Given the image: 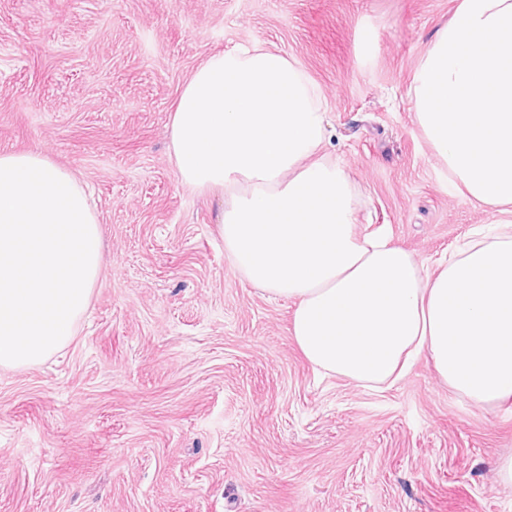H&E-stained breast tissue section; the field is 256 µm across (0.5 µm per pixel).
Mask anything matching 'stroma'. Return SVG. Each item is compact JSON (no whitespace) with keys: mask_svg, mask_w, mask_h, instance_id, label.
Here are the masks:
<instances>
[{"mask_svg":"<svg viewBox=\"0 0 512 512\" xmlns=\"http://www.w3.org/2000/svg\"><path fill=\"white\" fill-rule=\"evenodd\" d=\"M460 4L0 0V152L76 174L104 238L73 341L0 369V512H512V412L425 358L383 390L316 373L293 302L227 258L220 195L169 159L194 70L262 44L315 84L358 234L384 229L435 271L506 219L452 188L410 91Z\"/></svg>","mask_w":512,"mask_h":512,"instance_id":"1","label":"stroma"}]
</instances>
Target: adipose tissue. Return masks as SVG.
<instances>
[{
    "label": "adipose tissue",
    "instance_id": "adipose-tissue-1",
    "mask_svg": "<svg viewBox=\"0 0 512 512\" xmlns=\"http://www.w3.org/2000/svg\"><path fill=\"white\" fill-rule=\"evenodd\" d=\"M422 131L468 199L512 206V0H463L412 75ZM324 114L306 74L261 46L217 53L171 120L183 183L225 194L228 259L296 303L315 370L377 389L428 356L454 393L512 403V226L427 273L383 234L359 235L346 171L314 154Z\"/></svg>",
    "mask_w": 512,
    "mask_h": 512
}]
</instances>
